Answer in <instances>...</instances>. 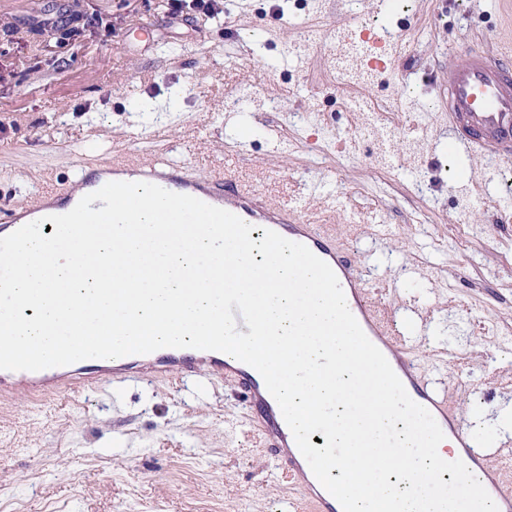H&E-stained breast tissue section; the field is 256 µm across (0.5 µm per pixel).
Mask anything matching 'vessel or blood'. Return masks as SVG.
<instances>
[{
    "instance_id": "b4317fda",
    "label": "vessel or blood",
    "mask_w": 512,
    "mask_h": 512,
    "mask_svg": "<svg viewBox=\"0 0 512 512\" xmlns=\"http://www.w3.org/2000/svg\"><path fill=\"white\" fill-rule=\"evenodd\" d=\"M462 54L463 63L448 77V148L459 157L479 155L499 162L510 161L512 50L505 48L493 56L480 47L466 45ZM134 168L141 181L225 209L252 226L272 230L307 246L325 261L347 293L352 314L369 340L387 358L405 389L431 413L443 433L452 435L458 455L471 473L479 478L495 479L490 460L471 432L449 409L445 397L416 373L410 358L402 352L378 314L364 278L322 225L298 223L295 208L270 204L264 195L239 184L230 175L219 173L210 182L200 183L190 177L183 165L153 159L136 161ZM41 197L46 201L43 211L49 216L66 209L74 193L68 187L47 184L42 188ZM203 366L213 377L234 384L260 433L263 447L268 449L278 467L298 484L314 512H342L339 502L313 475L265 383L233 356L207 350L187 354L173 348L141 355L136 361L123 357L102 359L95 371L101 377L140 373L155 378L173 372L184 377ZM81 375V369L67 366L36 372L0 370V401L20 387L45 395L60 393L71 389Z\"/></svg>"
}]
</instances>
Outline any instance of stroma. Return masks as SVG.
<instances>
[{"mask_svg": "<svg viewBox=\"0 0 512 512\" xmlns=\"http://www.w3.org/2000/svg\"><path fill=\"white\" fill-rule=\"evenodd\" d=\"M0 0V210L42 182L153 155L197 179L230 170L325 225L366 275L419 372L512 490V164L448 170V74L459 46L512 45L491 0ZM61 23L50 37L52 23ZM390 27L399 55L364 132L330 62L335 35ZM0 512H311L263 448L235 386L198 372L0 404ZM217 2L215 0H192L190 3H187L186 0H170L169 13L177 17L183 15L184 8L189 7L190 9L202 12L205 16L214 18L223 12L220 8H217Z\"/></svg>", "mask_w": 512, "mask_h": 512, "instance_id": "stroma-1", "label": "stroma"}]
</instances>
